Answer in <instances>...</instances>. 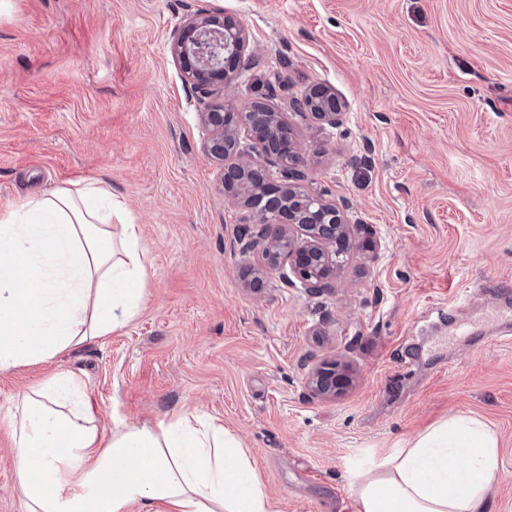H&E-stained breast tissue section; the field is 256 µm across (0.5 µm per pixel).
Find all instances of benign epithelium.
<instances>
[{"instance_id":"obj_1","label":"benign epithelium","mask_w":512,"mask_h":512,"mask_svg":"<svg viewBox=\"0 0 512 512\" xmlns=\"http://www.w3.org/2000/svg\"><path fill=\"white\" fill-rule=\"evenodd\" d=\"M249 46V35L243 25L224 12L196 14L186 19L174 31L172 54L180 61L186 81L206 96L213 95L212 87L224 83L229 87L234 76L224 71V59L242 58ZM316 107L314 118L334 128L342 121L343 104L336 95L320 86H314L300 99H293L289 106L296 110ZM240 113L225 110L224 101L215 99L200 113L208 132L203 149L214 160L223 162L219 186L225 196L236 202L244 199L236 186V176L262 168L263 164L276 162L281 166L282 184L267 185L264 189V210L258 214L257 223L268 228L263 253L276 252L274 263L263 264L255 277L252 288L260 289L265 279L278 275L287 280L294 277L304 288H325L347 261L349 220L344 211L324 200L301 184L302 169L306 160L301 147L292 136L279 147L268 145L266 137L272 130L287 128L282 113L269 110L253 126L237 122ZM251 139L245 150L227 149V143H239L241 131ZM294 195L306 199L305 210L310 219L302 221L286 200ZM304 231L306 240L298 241L292 228ZM338 364L332 363L314 370L309 378L311 386L320 393L336 392Z\"/></svg>"}]
</instances>
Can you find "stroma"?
Listing matches in <instances>:
<instances>
[{"instance_id":"1","label":"stroma","mask_w":512,"mask_h":512,"mask_svg":"<svg viewBox=\"0 0 512 512\" xmlns=\"http://www.w3.org/2000/svg\"><path fill=\"white\" fill-rule=\"evenodd\" d=\"M217 10L250 32L230 106L281 112L305 186L373 245L330 287L246 286L264 229L217 189L206 101L171 54L187 15ZM315 85L344 102L337 128L289 109ZM83 179L136 216L146 299L112 334L0 374V512H22L3 416L60 371L108 433L218 420L282 512H354L361 472L472 415L499 442L492 512H512V342L483 288L512 278V0H0V212ZM334 359L351 384L314 394Z\"/></svg>"}]
</instances>
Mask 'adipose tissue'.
Returning <instances> with one entry per match:
<instances>
[{
    "label": "adipose tissue",
    "mask_w": 512,
    "mask_h": 512,
    "mask_svg": "<svg viewBox=\"0 0 512 512\" xmlns=\"http://www.w3.org/2000/svg\"><path fill=\"white\" fill-rule=\"evenodd\" d=\"M120 233H113V223ZM145 249L111 186L90 181L0 212V374L127 325L144 299ZM7 422L23 512H279L253 460L215 419L103 433L72 373L33 386ZM495 434L465 414L359 474L355 512H487Z\"/></svg>",
    "instance_id": "adipose-tissue-1"
}]
</instances>
